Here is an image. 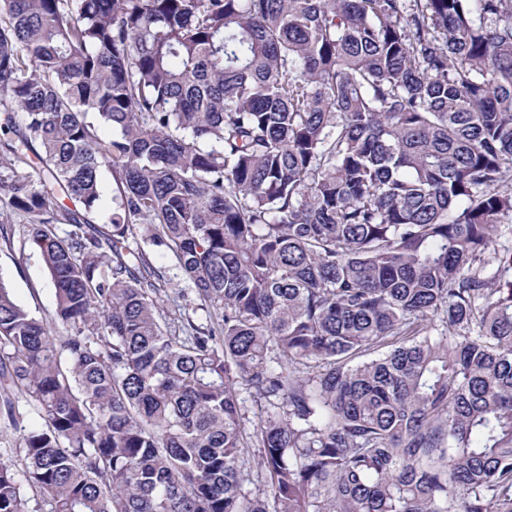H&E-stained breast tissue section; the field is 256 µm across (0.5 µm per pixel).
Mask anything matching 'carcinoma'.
Segmentation results:
<instances>
[{"instance_id": "obj_1", "label": "carcinoma", "mask_w": 512, "mask_h": 512, "mask_svg": "<svg viewBox=\"0 0 512 512\" xmlns=\"http://www.w3.org/2000/svg\"><path fill=\"white\" fill-rule=\"evenodd\" d=\"M0 107V512H512V0H0ZM116 189V183L109 169L102 170V202L95 212L86 215L92 224L107 225V216L112 209V190ZM28 216L12 213L9 222L14 234L10 244L0 238V278L10 288L15 300L42 318L56 336H65V328L55 320V297L48 270L38 253L30 249L22 234ZM151 255L154 257V262L156 266H162V271L165 270L167 288H173V291H175V289L188 288V284L183 279L182 274L173 256L160 258L158 255H156L155 252H152Z\"/></svg>"}]
</instances>
